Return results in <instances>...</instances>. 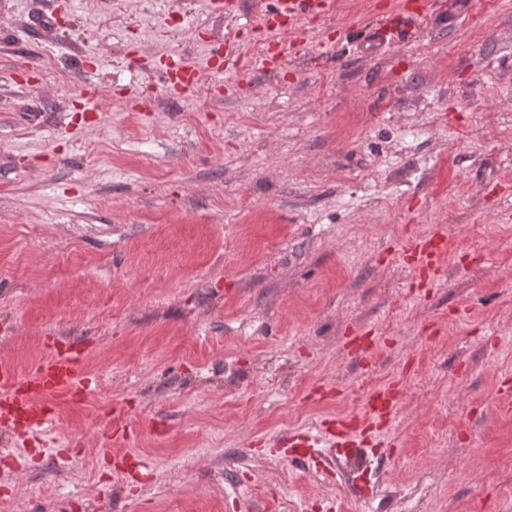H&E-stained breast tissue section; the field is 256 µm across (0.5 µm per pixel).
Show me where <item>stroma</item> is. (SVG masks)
Wrapping results in <instances>:
<instances>
[{
  "label": "stroma",
  "mask_w": 512,
  "mask_h": 512,
  "mask_svg": "<svg viewBox=\"0 0 512 512\" xmlns=\"http://www.w3.org/2000/svg\"><path fill=\"white\" fill-rule=\"evenodd\" d=\"M240 2L0 0V362L72 346L86 371L51 426L0 430V501L512 512V0H336L269 66ZM406 9L414 36L376 45ZM228 33L250 65L217 75ZM172 57L202 75L180 99ZM440 224L415 288L406 244ZM391 383L368 458L284 464L281 435ZM446 238L440 232L418 236L409 240L406 249L419 266L418 285L422 286L437 278L444 271Z\"/></svg>",
  "instance_id": "35a3bbf8"
}]
</instances>
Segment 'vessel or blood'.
Here are the masks:
<instances>
[{
    "mask_svg": "<svg viewBox=\"0 0 512 512\" xmlns=\"http://www.w3.org/2000/svg\"><path fill=\"white\" fill-rule=\"evenodd\" d=\"M275 4L274 15H263L260 20L271 34L276 31L274 16L287 18L294 27L303 18L326 16L336 9L335 0H275ZM169 80L171 94H189L198 89L200 75L193 65L178 59L173 64ZM445 242L444 235L438 232L409 240L406 249L418 263L420 283L430 282L443 272ZM83 381L80 358L57 350L34 365L25 377L0 364V422L14 426L24 423L34 428L48 426L52 422L54 400L81 389ZM398 400L396 386L382 387L371 393L364 413L325 420L314 433L294 431L284 434L283 443L293 449L287 457L288 462L301 463L300 451L304 448H327L344 460L359 457L372 425L387 420Z\"/></svg>",
    "mask_w": 512,
    "mask_h": 512,
    "instance_id": "vessel-or-blood-1",
    "label": "vessel or blood"
}]
</instances>
